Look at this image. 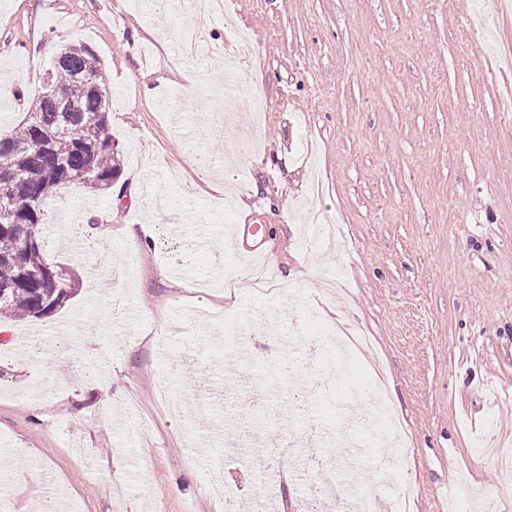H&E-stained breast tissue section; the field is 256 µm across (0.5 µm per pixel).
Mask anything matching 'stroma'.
Segmentation results:
<instances>
[{"label": "stroma", "instance_id": "35a3bbf8", "mask_svg": "<svg viewBox=\"0 0 512 512\" xmlns=\"http://www.w3.org/2000/svg\"><path fill=\"white\" fill-rule=\"evenodd\" d=\"M191 57L169 55L146 31L150 0H0V82L19 92L0 133L42 91L62 45H87L118 110L112 135L122 174L111 193L66 186L44 207L49 263L76 292L41 320L0 315V491L9 512H43L66 495L74 512H224L209 488L222 470L237 512L259 488L306 459L259 466L228 458L311 431L342 432L336 407L369 414L366 378L381 366L406 433L403 474L366 489L413 512H449L462 487L472 512H512V0H224ZM255 52L227 83L240 29ZM150 63L126 49L132 31ZM198 75L194 85L186 78ZM153 87L158 108L143 96ZM254 143L224 147L225 112ZM232 167L226 207L209 177ZM152 172L165 207L131 193L130 171ZM261 202L271 289L236 287L237 205ZM337 250L314 245L322 219ZM363 330L349 355L300 352L289 369V320ZM249 326L239 342L224 321ZM97 334L109 360L111 407L85 375L83 351L58 361L64 323ZM50 330L31 366L13 338ZM180 402L171 411L170 402ZM120 470L110 485L106 475Z\"/></svg>", "mask_w": 512, "mask_h": 512}]
</instances>
